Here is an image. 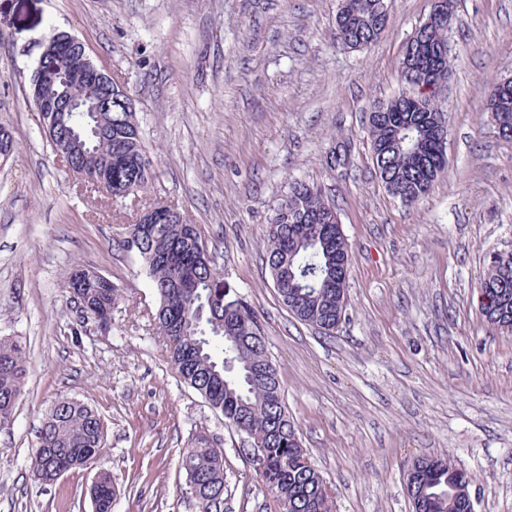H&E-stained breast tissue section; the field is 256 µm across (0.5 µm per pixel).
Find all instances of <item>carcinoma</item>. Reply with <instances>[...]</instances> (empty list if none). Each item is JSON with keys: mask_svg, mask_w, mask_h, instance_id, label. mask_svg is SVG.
Wrapping results in <instances>:
<instances>
[{"mask_svg": "<svg viewBox=\"0 0 512 512\" xmlns=\"http://www.w3.org/2000/svg\"><path fill=\"white\" fill-rule=\"evenodd\" d=\"M390 0H344L342 33L336 45L360 49L380 38L388 22ZM454 24L452 0L445 18L419 25L413 41L417 63L405 77L410 92L369 112L368 135L381 181L406 207L430 191L444 164L433 119L443 113L438 95L422 88L447 80L450 70L448 31ZM62 87L31 80L30 95L51 148L64 147L73 173L92 193L99 186L118 195L151 193L132 220L123 225L119 245L142 264L158 299L153 326L168 358L184 383L224 417V423L259 441L263 459L256 475L272 495L271 512H335L333 492L303 448L299 430L286 410L277 369L267 358L256 314L224 282L207 242L177 206L162 200L154 163L145 151L133 98L112 78V111L46 112ZM487 111L498 134L512 139V83L499 85ZM265 258L282 304L300 322L324 335L346 315L351 253L335 207L322 188L292 182L288 198L275 210L264 233ZM490 285L479 290L486 321L512 331V252H496L488 267ZM66 286L112 326V309L122 289L84 267L74 268ZM27 376L24 348L0 337V420L14 416ZM106 427L91 406L70 398L57 400L45 413L38 445L31 457L35 478L54 481L64 473L91 465L105 445ZM180 468L199 494L200 512H218L224 501V449L205 436L184 449ZM416 481L422 494L414 512H473L474 477L448 456L424 460ZM119 490L107 472L91 488L97 508H112Z\"/></svg>", "mask_w": 512, "mask_h": 512, "instance_id": "carcinoma-1", "label": "carcinoma"}]
</instances>
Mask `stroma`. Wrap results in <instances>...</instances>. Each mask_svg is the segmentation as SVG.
Segmentation results:
<instances>
[{
    "mask_svg": "<svg viewBox=\"0 0 512 512\" xmlns=\"http://www.w3.org/2000/svg\"><path fill=\"white\" fill-rule=\"evenodd\" d=\"M453 6L446 164L408 208L376 174L366 123L407 91L399 61L430 0H394L380 39L352 52L334 44L338 0H0V126L16 144L0 166V336L20 338L29 362L0 429V512H92L102 471L120 490L112 512H199L179 455L201 434L224 450V512H266L270 499L240 435L183 383L150 326L157 298L118 245L136 198L82 191L41 130L30 79L59 31L130 90L161 195L217 246L258 316L336 512H412L403 473L422 455L474 474L475 512H512V335L476 301L489 253L512 250V140L486 110L512 75V0ZM295 179L336 204L352 254L330 337L288 313L264 260V226ZM76 265L124 290L108 332H71ZM63 397L98 410L105 447L45 483L30 456Z\"/></svg>",
    "mask_w": 512,
    "mask_h": 512,
    "instance_id": "35a3bbf8",
    "label": "stroma"
}]
</instances>
